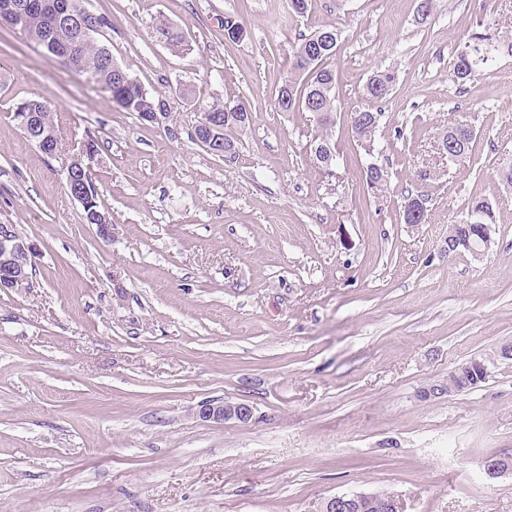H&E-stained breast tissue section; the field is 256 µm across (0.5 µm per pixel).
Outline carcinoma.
<instances>
[{
    "label": "carcinoma",
    "mask_w": 512,
    "mask_h": 512,
    "mask_svg": "<svg viewBox=\"0 0 512 512\" xmlns=\"http://www.w3.org/2000/svg\"><path fill=\"white\" fill-rule=\"evenodd\" d=\"M96 21L98 30L87 40L67 27L61 28L54 38H48L45 16L37 10L25 11L21 25L26 29L28 40L40 45L46 54L54 57L62 54L68 56L65 66L71 71L82 76L87 70H94L96 83L106 89L107 99L125 111L139 115V120L144 122L146 118L141 113L151 111V107L158 105L162 98L136 80L127 87L118 85L119 75L103 64L105 55L111 53L103 41V29L107 21L99 14L96 15ZM156 33L161 41L175 51H181L185 47V36L164 20L157 24ZM318 33L327 36L326 43L320 46L310 42ZM341 38V28L333 25L299 35L298 42L291 46L289 76L279 87L275 99V108L282 112L302 111L317 115L321 133L314 140L312 152L316 163L329 172L336 164L332 128L337 112L336 72L329 66V60L336 55ZM500 54L512 56L511 37L496 39L487 32L477 31L470 34L459 44L456 52L453 81L461 85L466 83L488 68ZM393 81L394 74L388 71L374 73L364 87L366 99L371 102L385 100L392 91ZM28 110L37 114L39 126L57 133V114L49 102L31 98L28 100ZM205 114L207 119L218 121V125L222 127L224 155L236 153L235 134L250 127L253 121L251 107L241 100L214 101L207 106ZM378 125V113L369 107L353 113L351 130L366 143L372 142ZM474 138L470 127L463 124L449 125L442 138L448 158L459 164L469 161ZM363 177L367 186L372 189L382 190L387 186L388 174L377 163L366 165ZM401 220L405 224L427 222V214L420 197L410 195L405 198ZM468 222L495 224L492 205L484 198L471 200L465 216L461 219L463 224Z\"/></svg>",
    "instance_id": "carcinoma-1"
}]
</instances>
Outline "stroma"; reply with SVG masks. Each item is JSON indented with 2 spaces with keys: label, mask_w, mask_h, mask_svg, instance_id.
<instances>
[{
  "label": "stroma",
  "mask_w": 512,
  "mask_h": 512,
  "mask_svg": "<svg viewBox=\"0 0 512 512\" xmlns=\"http://www.w3.org/2000/svg\"><path fill=\"white\" fill-rule=\"evenodd\" d=\"M112 57L170 115L141 123L55 57L0 28V224L37 251L28 288L0 291V512H315L324 498L397 494L405 512H512V360L479 386L423 397L512 342V56L466 84L455 50L479 26L512 36V0H88ZM248 35L225 39V14ZM191 47L173 52L158 21ZM341 24L336 165L311 152L314 114L280 112L299 33ZM395 84L367 188L351 117L363 86ZM253 111L232 158L192 138L206 103ZM50 101L64 151L12 121ZM473 127L470 162L439 144ZM95 140L102 240L66 192L73 146ZM421 196L423 224L401 220ZM489 199L483 258L448 251V227ZM207 399L249 404V423L201 421Z\"/></svg>",
  "instance_id": "1"
}]
</instances>
